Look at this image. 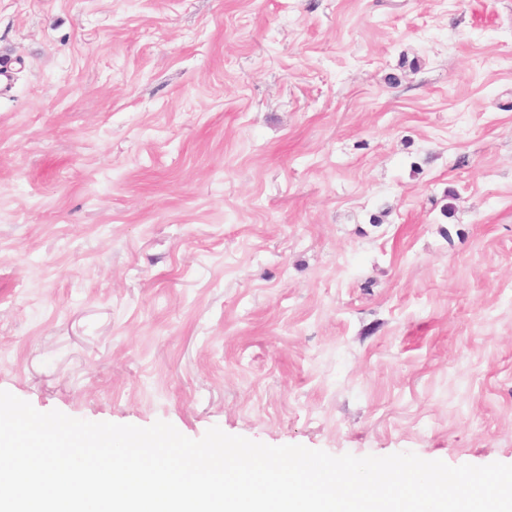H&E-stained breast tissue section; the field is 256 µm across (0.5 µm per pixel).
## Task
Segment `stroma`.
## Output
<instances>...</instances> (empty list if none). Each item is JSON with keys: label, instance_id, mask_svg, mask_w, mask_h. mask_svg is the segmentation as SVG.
<instances>
[{"label": "stroma", "instance_id": "obj_1", "mask_svg": "<svg viewBox=\"0 0 512 512\" xmlns=\"http://www.w3.org/2000/svg\"><path fill=\"white\" fill-rule=\"evenodd\" d=\"M0 390L512 464V0H0Z\"/></svg>", "mask_w": 512, "mask_h": 512}]
</instances>
